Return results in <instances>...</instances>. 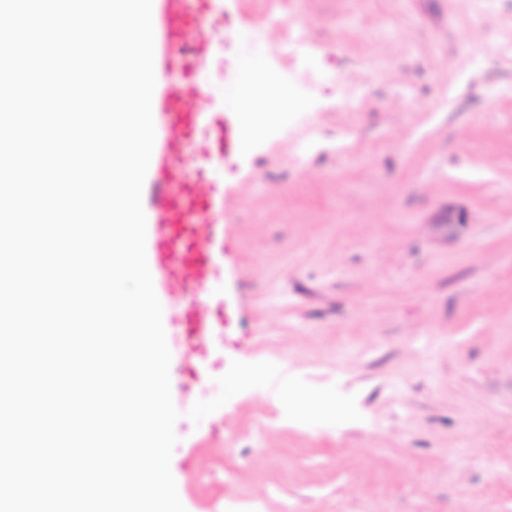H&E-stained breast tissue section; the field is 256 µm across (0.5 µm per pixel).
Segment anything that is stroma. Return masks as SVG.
<instances>
[{"instance_id":"obj_1","label":"stroma","mask_w":512,"mask_h":512,"mask_svg":"<svg viewBox=\"0 0 512 512\" xmlns=\"http://www.w3.org/2000/svg\"><path fill=\"white\" fill-rule=\"evenodd\" d=\"M204 9V64L156 94L235 124L257 52L264 110L301 106L248 152L185 147L222 183L206 333L167 338L186 512H512V0ZM252 365L263 393L229 394Z\"/></svg>"}]
</instances>
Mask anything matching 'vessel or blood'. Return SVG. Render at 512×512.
Returning <instances> with one entry per match:
<instances>
[{"mask_svg": "<svg viewBox=\"0 0 512 512\" xmlns=\"http://www.w3.org/2000/svg\"><path fill=\"white\" fill-rule=\"evenodd\" d=\"M163 10L154 17V37L161 46L162 68L194 73L203 63V46L185 47L190 30L198 27L197 17L190 11V0H163ZM156 109L167 115L166 138L154 174L157 215L152 237V265L167 280L176 281L188 291H199L215 274L210 251L200 243V225L212 223L206 200L194 182L184 178L177 163L184 143L202 129V118L186 97L172 91L160 97ZM217 155L241 149L242 127L223 126L215 137ZM182 335L199 336L203 327L194 305H185L177 319Z\"/></svg>", "mask_w": 512, "mask_h": 512, "instance_id": "1", "label": "vessel or blood"}]
</instances>
